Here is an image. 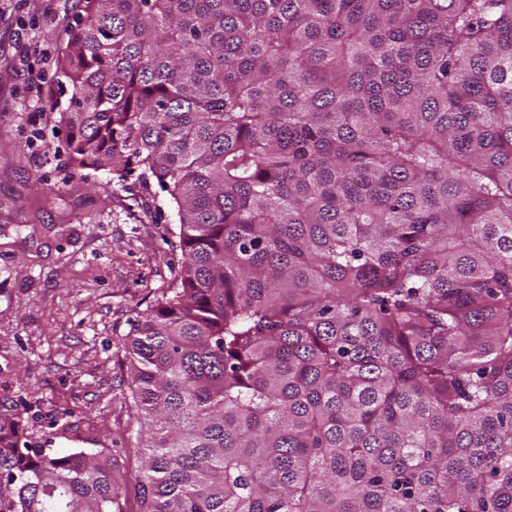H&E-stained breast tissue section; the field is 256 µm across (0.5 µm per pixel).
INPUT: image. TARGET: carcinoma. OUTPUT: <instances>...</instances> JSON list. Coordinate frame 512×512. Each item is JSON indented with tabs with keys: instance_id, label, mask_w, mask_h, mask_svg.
<instances>
[{
	"instance_id": "1",
	"label": "carcinoma",
	"mask_w": 512,
	"mask_h": 512,
	"mask_svg": "<svg viewBox=\"0 0 512 512\" xmlns=\"http://www.w3.org/2000/svg\"><path fill=\"white\" fill-rule=\"evenodd\" d=\"M72 162L157 184L144 512H512V0H83ZM0 414V512H123Z\"/></svg>"
}]
</instances>
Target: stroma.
<instances>
[{
  "instance_id": "stroma-1",
  "label": "stroma",
  "mask_w": 512,
  "mask_h": 512,
  "mask_svg": "<svg viewBox=\"0 0 512 512\" xmlns=\"http://www.w3.org/2000/svg\"><path fill=\"white\" fill-rule=\"evenodd\" d=\"M82 6L0 0V413L33 445L108 449L142 512L127 340L178 277L179 230L158 186L70 160L57 59Z\"/></svg>"
}]
</instances>
